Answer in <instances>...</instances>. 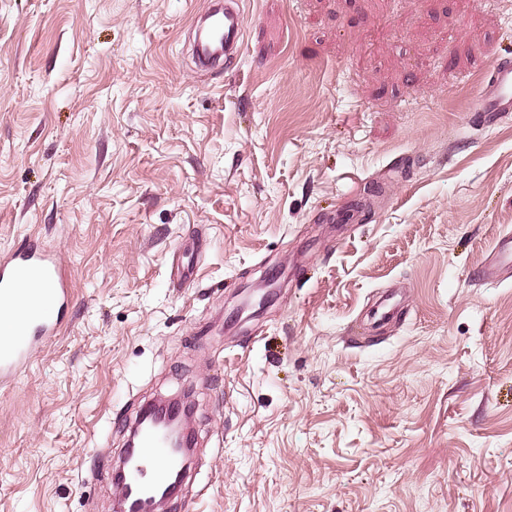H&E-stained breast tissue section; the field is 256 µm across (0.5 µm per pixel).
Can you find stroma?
Instances as JSON below:
<instances>
[{
	"mask_svg": "<svg viewBox=\"0 0 512 512\" xmlns=\"http://www.w3.org/2000/svg\"><path fill=\"white\" fill-rule=\"evenodd\" d=\"M208 2L0 0V252L74 285L0 387V512H112L140 405L183 393L180 512H512V280L479 279L512 117L469 112L512 0H241L203 72ZM210 38L199 42L195 60L200 68L224 64L236 59L242 45L243 17L234 0L225 2L224 8L210 7Z\"/></svg>",
	"mask_w": 512,
	"mask_h": 512,
	"instance_id": "35a3bbf8",
	"label": "stroma"
}]
</instances>
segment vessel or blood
Here are the masks:
<instances>
[{
	"instance_id": "obj_1",
	"label": "vessel or blood",
	"mask_w": 512,
	"mask_h": 512,
	"mask_svg": "<svg viewBox=\"0 0 512 512\" xmlns=\"http://www.w3.org/2000/svg\"><path fill=\"white\" fill-rule=\"evenodd\" d=\"M210 37L198 43L195 60L206 68L232 61L242 45L243 17L236 0L211 8ZM481 122L492 124L512 115V64L491 66L472 103ZM512 273V235H499L484 266V275L496 279ZM73 294L70 273L56 251L38 240L0 253V320L12 327L0 331V385L14 382L28 365L32 351L58 336ZM179 455L163 431L142 426L137 446L128 459L126 480L120 485L127 504L157 495L180 468Z\"/></svg>"
}]
</instances>
